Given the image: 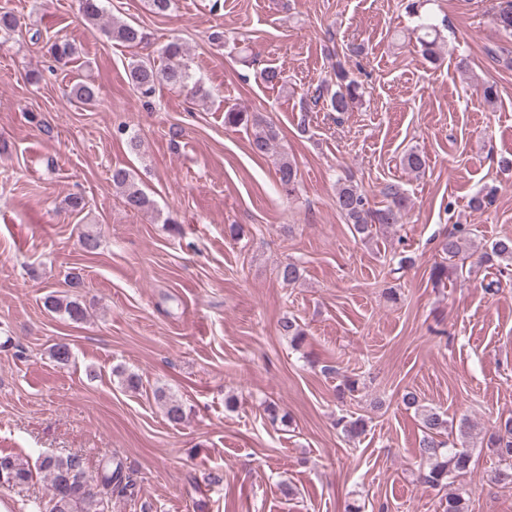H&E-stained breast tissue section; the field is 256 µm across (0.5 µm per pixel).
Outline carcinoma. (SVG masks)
<instances>
[{"label":"carcinoma","instance_id":"carcinoma-1","mask_svg":"<svg viewBox=\"0 0 512 512\" xmlns=\"http://www.w3.org/2000/svg\"><path fill=\"white\" fill-rule=\"evenodd\" d=\"M80 13L84 20L96 25L103 17L100 0H79ZM423 7L421 0H408L407 11L419 17V44L422 54L431 62L439 58L441 35L438 25L430 18L420 16ZM493 22L497 29L512 34V0H498L494 6ZM106 36L117 43L137 48L148 42L149 34L143 28L124 22L117 18L104 24ZM47 52L59 63H69L72 46L65 41H55L47 47ZM186 49L184 45L173 40L164 45L160 51L162 63L148 57L138 56L131 60L127 68L128 83L143 97L152 96L156 88L167 85L175 88L187 86L192 75L188 66L183 62ZM336 89L329 88L323 83L314 89L310 95L311 104L315 107L322 105L330 112L342 114L351 110L360 98V84L350 76L348 70L338 64L333 68ZM71 95L82 103L93 101L97 92L88 83L77 82L71 87ZM273 131L255 126L251 141V150L257 155L268 153L272 147ZM403 166L415 173L426 167L425 157L416 149L408 151L402 158ZM277 174L280 184L293 192L297 179V169L294 163L283 157L278 163ZM112 185L122 190L125 203L133 210H148L152 207L151 200L144 194L135 182L131 172L122 167H115L111 174ZM387 205L381 209L372 210L367 206V198L358 185L347 180L339 184L336 193V206L352 224L356 233L369 236L375 224H396L406 205V197L400 187L390 185L386 188ZM469 231L460 227L448 233L440 241V249L447 260L452 261L463 252ZM492 254L499 260L512 261V238H503L492 245ZM47 308L67 318L74 323L86 319L87 309L76 299L59 297L54 294L46 297ZM281 334L288 337L298 346L304 339L305 333L293 318H287L280 323ZM164 402L165 414L172 423H180L186 417L183 404L164 393L158 394ZM424 435L419 442V455L428 462V469L420 471V480L429 487H446L450 480L464 477L471 469V456L464 448H447L440 440L448 428V419L444 414L432 409L422 413ZM489 445L497 449V453L505 465L495 471L493 479L504 485H512V418L497 426L489 437ZM37 470L48 482V500L35 501L31 512H108L109 500L106 496L112 494L125 495L132 489L133 483L124 472L121 460H113L102 465L98 473V485L102 490L87 492L82 489L88 478L83 458L76 454L56 455L44 454L39 457ZM33 472L29 465L12 453L0 454V484L21 486L29 482ZM444 512H469V502L461 492H450L444 506Z\"/></svg>","mask_w":512,"mask_h":512}]
</instances>
